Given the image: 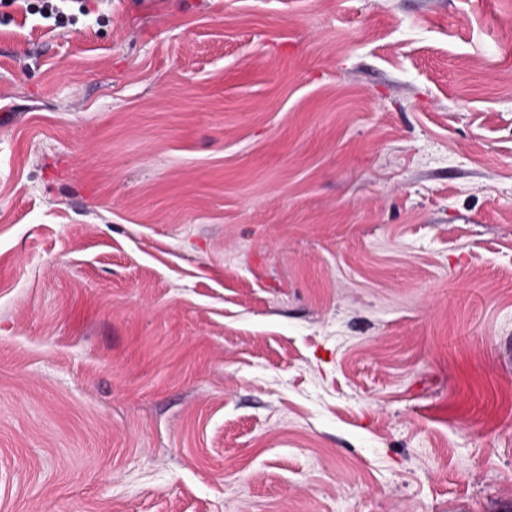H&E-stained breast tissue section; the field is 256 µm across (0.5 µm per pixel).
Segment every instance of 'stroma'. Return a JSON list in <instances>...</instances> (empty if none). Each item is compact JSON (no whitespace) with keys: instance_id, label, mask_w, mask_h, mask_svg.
I'll return each instance as SVG.
<instances>
[{"instance_id":"35a3bbf8","label":"stroma","mask_w":512,"mask_h":512,"mask_svg":"<svg viewBox=\"0 0 512 512\" xmlns=\"http://www.w3.org/2000/svg\"><path fill=\"white\" fill-rule=\"evenodd\" d=\"M0 512H512V0L0 9ZM19 2H23L25 13L39 15L46 22L51 32L72 29L79 22L80 16L91 14V2H109L112 0H39L37 6L32 5L31 0H1L0 8H9Z\"/></svg>"}]
</instances>
